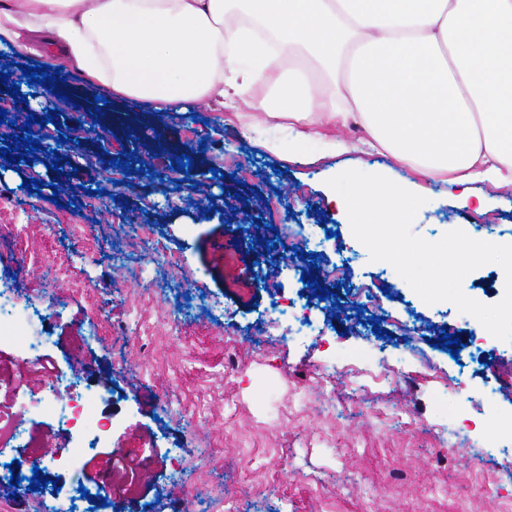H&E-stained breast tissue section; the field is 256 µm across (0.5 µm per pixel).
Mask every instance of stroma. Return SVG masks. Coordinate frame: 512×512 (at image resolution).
Instances as JSON below:
<instances>
[{
	"label": "stroma",
	"mask_w": 512,
	"mask_h": 512,
	"mask_svg": "<svg viewBox=\"0 0 512 512\" xmlns=\"http://www.w3.org/2000/svg\"><path fill=\"white\" fill-rule=\"evenodd\" d=\"M52 53L47 47L31 59L6 52L10 80L29 96V111H13L9 92L0 93L6 111L0 147L26 126L42 147L40 159L29 163L0 159V194L10 199L0 210V289H17L21 303L46 310L54 338L46 369L26 363L16 338H0V409L21 420L28 441L24 448L0 446V489L14 488L19 496L0 498V512H18L21 503L37 512L35 501L74 481L92 492L76 512H150L158 503L212 512L216 497L233 487L249 446L266 457L240 493L241 512H497L501 498H512V470L501 469L503 461L512 462V384L505 382L512 375V341L476 328L452 303L426 304L390 264L370 260L348 216L327 200L328 179L344 170L374 169L397 182L412 179V171L375 152L318 161L274 156L260 146V133L242 137L232 111L218 114L200 104L183 114L106 96L111 131L100 135L94 98L105 96L103 87L76 76L46 95L24 77L23 66H41ZM49 114L54 122H46ZM183 155L193 160L190 171L175 167ZM118 160L123 168H115ZM32 180L39 191L27 190ZM427 188L414 234L433 242L459 228L477 240L512 244V188L474 184V192L487 197L482 213L449 198L441 183ZM132 219L153 225L169 248L184 253L199 292L173 287L180 270L147 264L144 246L125 226ZM17 221L24 227L20 251L6 245ZM256 223L271 251L252 248ZM299 224L328 239L319 267L287 259L281 243ZM217 241L224 244L219 259L212 255ZM336 264L347 265L348 276H323V266ZM314 281L340 299L356 286L372 287L394 317L435 329L432 337H404L389 325L382 345L372 349L416 373L419 385L409 391L387 381L368 393L344 385L323 396L311 368L331 355L357 357L368 349L353 320L331 313L318 315L315 336L284 345L259 336L271 289L296 299ZM212 298L222 309L209 307ZM138 317L152 323L151 336L136 334ZM448 325L460 343L479 336L478 349L449 356L437 334ZM230 326L239 332L237 378L224 375L228 345L221 333ZM120 360L127 374L115 372ZM58 375L123 396L94 408L112 429L72 470L50 467L45 449L73 446L79 433L23 408L29 398L51 395ZM458 381L464 384L459 392ZM200 396L209 410L196 422L184 410ZM230 399L238 409L229 425L224 405ZM440 404L448 410L440 427L415 426V416L433 415ZM385 409L397 411L400 423L379 421L375 413ZM316 429L321 438L307 439ZM452 441L480 452L484 479L465 459L436 462L437 450ZM176 454L192 482L173 476ZM118 458L145 463L149 476L117 477L121 491L105 504L95 492ZM326 469L340 488L332 499L310 480ZM34 471L49 488L30 490L24 477Z\"/></svg>",
	"instance_id": "obj_1"
}]
</instances>
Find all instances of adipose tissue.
<instances>
[{"label":"adipose tissue","instance_id":"1","mask_svg":"<svg viewBox=\"0 0 512 512\" xmlns=\"http://www.w3.org/2000/svg\"><path fill=\"white\" fill-rule=\"evenodd\" d=\"M38 41L118 97L246 105L274 154H334L355 125L463 206L512 186V0H0V47Z\"/></svg>","mask_w":512,"mask_h":512}]
</instances>
